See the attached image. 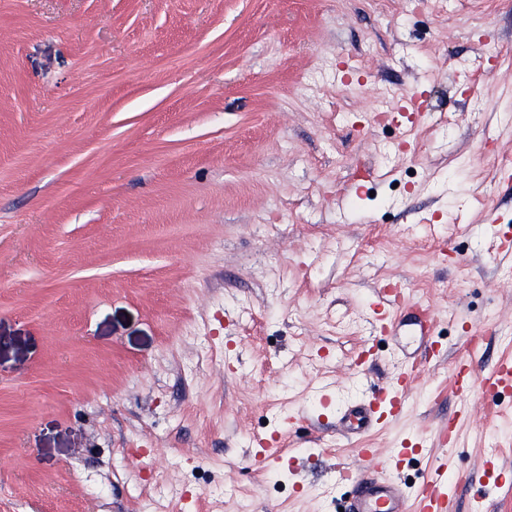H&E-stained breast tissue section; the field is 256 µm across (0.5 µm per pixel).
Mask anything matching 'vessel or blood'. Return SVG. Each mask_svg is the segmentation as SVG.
<instances>
[{
  "instance_id": "1",
  "label": "vessel or blood",
  "mask_w": 512,
  "mask_h": 512,
  "mask_svg": "<svg viewBox=\"0 0 512 512\" xmlns=\"http://www.w3.org/2000/svg\"><path fill=\"white\" fill-rule=\"evenodd\" d=\"M376 320L381 332H390L412 319L420 335H431L437 319L419 304L404 302L401 296L383 295L377 303ZM414 366H405L394 383L373 391L367 401L346 405L340 412L338 427L342 434L360 436L400 411L415 381ZM456 390L466 394L481 390L490 396L512 387V360H502L494 373L476 376L472 369L458 368L452 375ZM339 481L352 486V494L343 505V512H450L451 501L446 491V470L436 466L418 493H410L399 477H367L345 467L337 472Z\"/></svg>"
}]
</instances>
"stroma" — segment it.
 <instances>
[{
	"mask_svg": "<svg viewBox=\"0 0 512 512\" xmlns=\"http://www.w3.org/2000/svg\"><path fill=\"white\" fill-rule=\"evenodd\" d=\"M508 231L512 0H0V512H338L404 447L512 512V391L452 386L512 358ZM389 284L445 353L345 438L430 341ZM394 290H396L395 294L384 293L377 303L375 319L380 325L381 333L392 332L395 328L404 325L408 316L413 320L412 324L418 326L420 336H431L437 326L435 315L419 304H404V300L399 295L400 292L397 291L398 288ZM398 313H400L399 317ZM414 371V363L407 365L398 374L395 383L374 390L369 401L361 400L346 405L339 412V431L345 436H361L376 425L397 416L408 390L415 382Z\"/></svg>",
	"mask_w": 512,
	"mask_h": 512,
	"instance_id": "1",
	"label": "stroma"
}]
</instances>
